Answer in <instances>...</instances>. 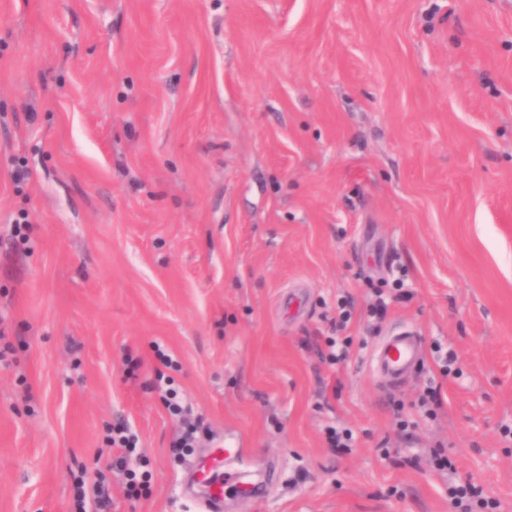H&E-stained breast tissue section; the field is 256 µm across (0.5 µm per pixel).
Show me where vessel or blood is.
<instances>
[{
  "label": "vessel or blood",
  "instance_id": "vessel-or-blood-1",
  "mask_svg": "<svg viewBox=\"0 0 512 512\" xmlns=\"http://www.w3.org/2000/svg\"><path fill=\"white\" fill-rule=\"evenodd\" d=\"M423 358V342L417 332L407 327L395 328L372 349L370 364L381 377L387 390L394 391L404 385L418 369ZM243 450L234 432L225 433L216 448L197 466L198 481L205 489L207 512H222L226 491H233L242 501L252 500L255 485L235 469ZM223 469V480L213 476L215 469Z\"/></svg>",
  "mask_w": 512,
  "mask_h": 512
}]
</instances>
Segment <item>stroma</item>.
Instances as JSON below:
<instances>
[{"mask_svg": "<svg viewBox=\"0 0 512 512\" xmlns=\"http://www.w3.org/2000/svg\"><path fill=\"white\" fill-rule=\"evenodd\" d=\"M510 426L512 0H0V512L99 474L111 512H202L228 429L265 488L223 512H449L438 450L512 512ZM423 342L407 327L395 328L372 349L370 364L385 388L395 391L418 369L423 358Z\"/></svg>", "mask_w": 512, "mask_h": 512, "instance_id": "stroma-1", "label": "stroma"}]
</instances>
